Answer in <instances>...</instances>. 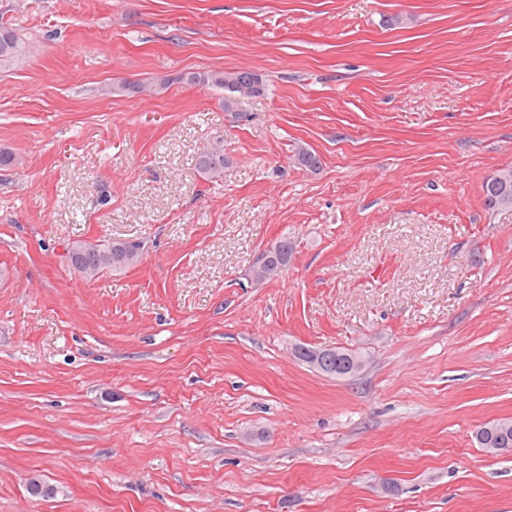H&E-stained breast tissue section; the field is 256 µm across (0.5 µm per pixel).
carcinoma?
I'll use <instances>...</instances> for the list:
<instances>
[{"mask_svg": "<svg viewBox=\"0 0 512 512\" xmlns=\"http://www.w3.org/2000/svg\"><path fill=\"white\" fill-rule=\"evenodd\" d=\"M22 43L15 31L0 27V65L9 64L21 55ZM180 80L190 85L216 87L224 90V111L239 115L240 99L256 97L266 90L262 74L253 70H212L204 73L188 72ZM143 90L138 81L122 80L103 90L106 95L132 97ZM295 161L307 170L320 167L319 157L308 149L301 148L295 153ZM195 172L203 179L215 181L224 175V151L212 146L201 151L195 160ZM484 205L487 209L504 211L502 198L512 199V166L502 168L491 175L483 184ZM142 246L135 241L108 239L97 241L76 240L65 246L69 264L86 278H93L104 272H121L134 266L140 259ZM293 244L281 238L268 246L263 254L270 258L266 274L250 279L251 284L261 286L282 274L279 267L289 264L293 255ZM479 446L490 442L497 448H512V431L479 427L475 434Z\"/></svg>", "mask_w": 512, "mask_h": 512, "instance_id": "carcinoma-1", "label": "carcinoma"}]
</instances>
